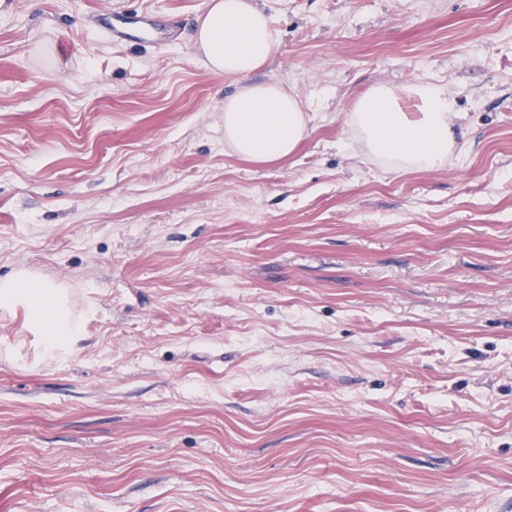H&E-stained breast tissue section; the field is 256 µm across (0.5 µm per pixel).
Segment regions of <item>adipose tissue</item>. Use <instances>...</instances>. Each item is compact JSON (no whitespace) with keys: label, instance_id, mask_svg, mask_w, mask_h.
Segmentation results:
<instances>
[{"label":"adipose tissue","instance_id":"1","mask_svg":"<svg viewBox=\"0 0 512 512\" xmlns=\"http://www.w3.org/2000/svg\"><path fill=\"white\" fill-rule=\"evenodd\" d=\"M192 39L213 71L241 79L224 99V139L243 159L272 163L287 158L308 136L299 99L278 82L252 76L276 49L271 19L258 0H209ZM455 102L445 87L415 81L397 88L378 84L361 95L348 121L366 156L394 169L435 170L448 163L455 145ZM23 309L46 356L75 351L83 335L64 285L21 270L0 279V311Z\"/></svg>","mask_w":512,"mask_h":512}]
</instances>
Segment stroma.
Returning <instances> with one entry per match:
<instances>
[{
  "mask_svg": "<svg viewBox=\"0 0 512 512\" xmlns=\"http://www.w3.org/2000/svg\"><path fill=\"white\" fill-rule=\"evenodd\" d=\"M209 0H0V512H512V0H268L310 133L254 163ZM124 13L121 37L102 28ZM456 100L433 171L364 159L370 87ZM66 288L28 270L0 279V310L12 313L21 307L49 357L77 350L83 336L81 321L68 306Z\"/></svg>",
  "mask_w": 512,
  "mask_h": 512,
  "instance_id": "stroma-1",
  "label": "stroma"
}]
</instances>
